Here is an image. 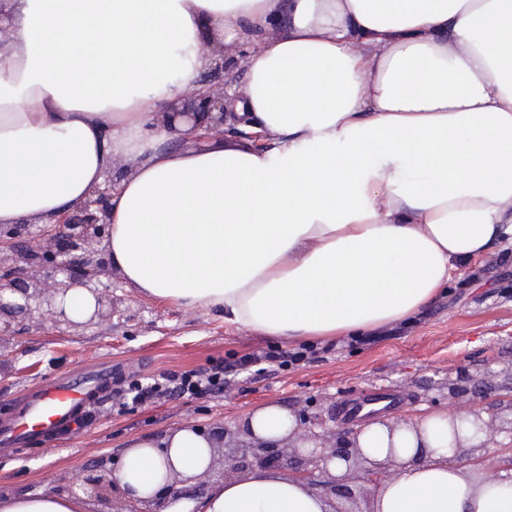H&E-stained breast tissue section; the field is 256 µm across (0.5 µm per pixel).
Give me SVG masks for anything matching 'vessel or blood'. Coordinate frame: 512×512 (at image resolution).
<instances>
[{"mask_svg": "<svg viewBox=\"0 0 512 512\" xmlns=\"http://www.w3.org/2000/svg\"><path fill=\"white\" fill-rule=\"evenodd\" d=\"M111 389L112 367L100 363L83 374L66 375L27 392L22 397L21 410L0 421V451L9 452L30 437L63 435Z\"/></svg>", "mask_w": 512, "mask_h": 512, "instance_id": "b4317fda", "label": "vessel or blood"}]
</instances>
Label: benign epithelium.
I'll list each match as a JSON object with an SVG mask.
<instances>
[{
    "label": "benign epithelium",
    "mask_w": 512,
    "mask_h": 512,
    "mask_svg": "<svg viewBox=\"0 0 512 512\" xmlns=\"http://www.w3.org/2000/svg\"><path fill=\"white\" fill-rule=\"evenodd\" d=\"M229 67L218 62L212 75L221 79L218 88L205 97L187 93L181 106L167 111V123L181 121L193 131L205 129L216 134L224 132L227 121H238L235 114L224 107L228 98L227 85L222 82ZM125 170L118 169L107 176L106 186L96 191L95 197L73 213L65 216L50 233L36 224L20 222L0 225V293L10 291L21 295L25 303L20 306L0 302V362L7 357L4 330L12 323L28 321L40 325L50 318L72 328L82 324L69 320L63 310L56 307V297L71 288L84 287L96 298L97 309L89 320L91 324L108 322L114 313L112 300H105L97 288L100 278H112L113 268L105 247L101 246L109 233V195ZM62 279H57V276ZM484 410L474 403L467 414L482 438L475 444L466 443L460 436L456 418L460 411L448 406L451 419L453 447L452 462L460 467L485 470L489 447L497 444L496 436L506 434L512 439V418L496 414L483 418ZM296 424L287 437L280 440L257 438L251 429L243 426L236 430L221 427L206 433L213 447L212 461L205 472L195 477L194 485L175 474L163 487L166 497L155 495L146 500H130L118 481L109 479L111 469L96 465L80 470L71 480V486L88 496L103 497V491L123 500V507L112 512H163L164 500H178L183 496L202 497L211 487L210 478L221 467L220 478L228 481L256 468L288 470V474L303 480L331 501H340L332 512H373L359 505L353 483L360 481L378 488L386 478L388 466L370 463L363 456L356 437L340 433L326 426L320 414H295ZM341 459L348 472L337 478L328 470V464Z\"/></svg>",
    "instance_id": "7a95c632"
}]
</instances>
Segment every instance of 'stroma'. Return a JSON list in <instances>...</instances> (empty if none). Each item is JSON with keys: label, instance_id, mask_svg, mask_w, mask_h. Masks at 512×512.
I'll use <instances>...</instances> for the list:
<instances>
[{"label": "stroma", "instance_id": "1", "mask_svg": "<svg viewBox=\"0 0 512 512\" xmlns=\"http://www.w3.org/2000/svg\"><path fill=\"white\" fill-rule=\"evenodd\" d=\"M99 289L116 302L111 323L74 330L46 322L12 334L9 356L0 364V415L15 410L27 389L101 361L133 378H156L231 362L267 345L304 346L313 354L269 375L241 379L221 398L111 409L65 439L31 441L0 456V498L68 492L72 472L102 461L117 466L135 439H159L185 423L206 431L232 427L269 403L329 416L351 394L394 392L404 399L390 414L405 417L424 407L447 408L448 382L464 371L486 375L491 384L480 401L485 411L494 414L512 403V392L504 389L512 366L511 246L462 268L444 293L407 321L358 336H271L230 323L223 309L158 300L117 277Z\"/></svg>", "mask_w": 512, "mask_h": 512}]
</instances>
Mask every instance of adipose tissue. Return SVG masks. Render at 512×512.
<instances>
[{"label":"adipose tissue","mask_w":512,"mask_h":512,"mask_svg":"<svg viewBox=\"0 0 512 512\" xmlns=\"http://www.w3.org/2000/svg\"><path fill=\"white\" fill-rule=\"evenodd\" d=\"M0 224L53 227L136 164L105 241L128 287L223 308L272 336H343L415 315L462 265L512 246V0H0ZM239 41L227 106L256 150L181 151L164 113ZM246 420L276 440L268 404ZM448 414L357 426L391 462L374 512H512V473L450 464ZM192 424L132 441V499L211 463ZM199 512H330L268 469L214 484ZM0 512H85L83 495L0 498Z\"/></svg>","instance_id":"1"}]
</instances>
